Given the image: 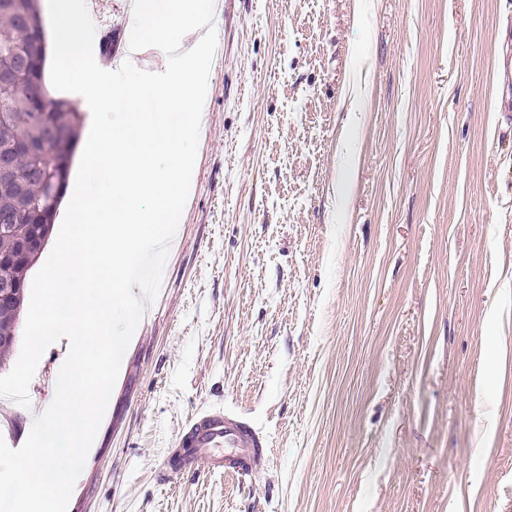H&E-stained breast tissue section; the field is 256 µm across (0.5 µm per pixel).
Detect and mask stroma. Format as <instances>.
I'll return each instance as SVG.
<instances>
[{"label": "stroma", "mask_w": 512, "mask_h": 512, "mask_svg": "<svg viewBox=\"0 0 512 512\" xmlns=\"http://www.w3.org/2000/svg\"><path fill=\"white\" fill-rule=\"evenodd\" d=\"M216 34L180 240L67 512H512V0H228ZM218 408L266 463L164 478Z\"/></svg>", "instance_id": "stroma-1"}]
</instances>
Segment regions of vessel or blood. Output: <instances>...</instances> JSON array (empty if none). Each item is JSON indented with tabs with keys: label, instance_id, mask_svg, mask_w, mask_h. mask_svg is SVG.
I'll list each match as a JSON object with an SVG mask.
<instances>
[{
	"label": "vessel or blood",
	"instance_id": "vessel-or-blood-1",
	"mask_svg": "<svg viewBox=\"0 0 512 512\" xmlns=\"http://www.w3.org/2000/svg\"><path fill=\"white\" fill-rule=\"evenodd\" d=\"M180 452L167 467L168 475L189 472L198 458H205L214 472L244 475L251 473L253 451L266 441L240 416L212 410L192 418L176 437Z\"/></svg>",
	"mask_w": 512,
	"mask_h": 512
}]
</instances>
